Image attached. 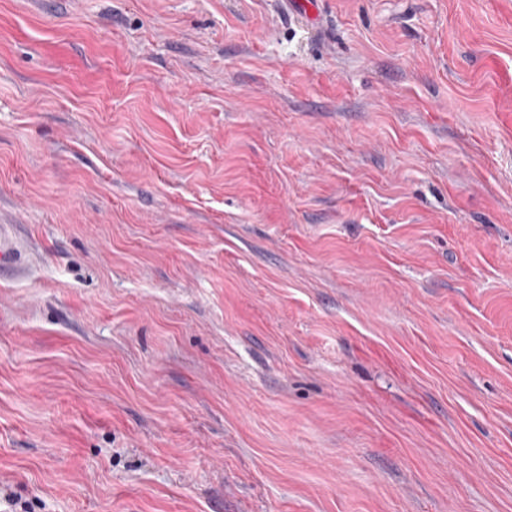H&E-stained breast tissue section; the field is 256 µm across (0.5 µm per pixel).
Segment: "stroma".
<instances>
[{"mask_svg": "<svg viewBox=\"0 0 512 512\" xmlns=\"http://www.w3.org/2000/svg\"><path fill=\"white\" fill-rule=\"evenodd\" d=\"M0 0V500L512 512V0ZM19 265L20 255L6 233L5 226H0V270H17Z\"/></svg>", "mask_w": 512, "mask_h": 512, "instance_id": "stroma-1", "label": "stroma"}]
</instances>
